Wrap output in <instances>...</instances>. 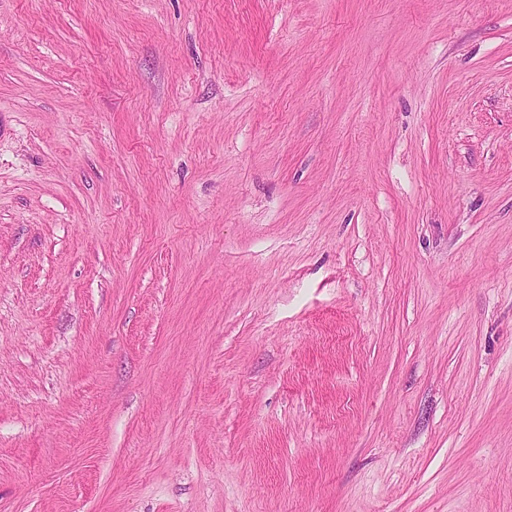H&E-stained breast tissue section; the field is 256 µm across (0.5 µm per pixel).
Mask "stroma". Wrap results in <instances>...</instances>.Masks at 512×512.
<instances>
[{
	"mask_svg": "<svg viewBox=\"0 0 512 512\" xmlns=\"http://www.w3.org/2000/svg\"><path fill=\"white\" fill-rule=\"evenodd\" d=\"M0 512H512V0H0Z\"/></svg>",
	"mask_w": 512,
	"mask_h": 512,
	"instance_id": "35a3bbf8",
	"label": "stroma"
}]
</instances>
